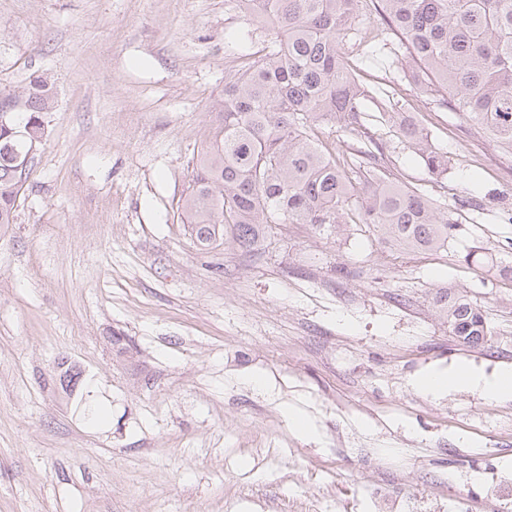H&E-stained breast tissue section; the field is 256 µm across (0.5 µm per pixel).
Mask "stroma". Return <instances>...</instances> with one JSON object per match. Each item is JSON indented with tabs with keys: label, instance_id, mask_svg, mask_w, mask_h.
<instances>
[{
	"label": "stroma",
	"instance_id": "obj_1",
	"mask_svg": "<svg viewBox=\"0 0 512 512\" xmlns=\"http://www.w3.org/2000/svg\"><path fill=\"white\" fill-rule=\"evenodd\" d=\"M244 31L262 28L227 0H0V97L54 89L0 224V512H512V397L413 385L512 367V151L385 48L364 79L402 89L448 174L370 131L444 205L447 246L349 223L200 247L177 205ZM450 291L487 345L451 336ZM442 310L452 336L468 346H482L490 340L491 329L476 304L466 296L448 292Z\"/></svg>",
	"mask_w": 512,
	"mask_h": 512
}]
</instances>
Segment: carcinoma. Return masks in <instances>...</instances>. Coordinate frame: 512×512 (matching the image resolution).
<instances>
[{
    "mask_svg": "<svg viewBox=\"0 0 512 512\" xmlns=\"http://www.w3.org/2000/svg\"><path fill=\"white\" fill-rule=\"evenodd\" d=\"M265 31L258 57L224 77L222 119L199 151L181 197L183 223L202 247L229 238L256 246L274 224H344L354 209L391 246L434 251L452 223L426 192L404 187L377 163L383 151L362 121L366 102L397 128L400 142L428 174H448L417 120L389 111L360 82L356 65L377 44L416 64L415 84L437 96L512 150V0H379L380 19L362 30L363 0H234ZM53 100L37 78L0 112V224L13 223L28 175L19 168L42 138V114ZM330 127L359 139L350 161H338L321 140ZM442 310L451 335L482 346L491 329L476 304L452 292Z\"/></svg>",
    "mask_w": 512,
    "mask_h": 512,
    "instance_id": "carcinoma-1",
    "label": "carcinoma"
}]
</instances>
